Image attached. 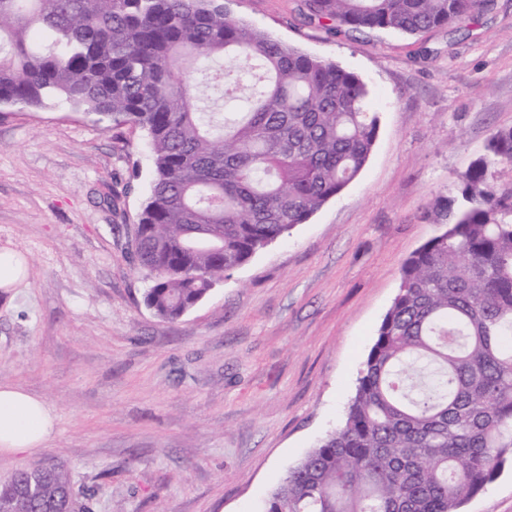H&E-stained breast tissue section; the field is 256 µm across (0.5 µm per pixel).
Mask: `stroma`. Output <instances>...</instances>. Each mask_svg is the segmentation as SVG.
Listing matches in <instances>:
<instances>
[{"instance_id": "obj_1", "label": "stroma", "mask_w": 512, "mask_h": 512, "mask_svg": "<svg viewBox=\"0 0 512 512\" xmlns=\"http://www.w3.org/2000/svg\"><path fill=\"white\" fill-rule=\"evenodd\" d=\"M243 22L336 62L379 115L359 175L175 322L143 303L129 240L152 179L145 134L92 114L0 108V383L46 401L56 433L0 455V484L46 463L91 512H260L339 424L400 283L438 233L426 218L512 126V0L468 37H346L303 0H223ZM463 512H512V464ZM25 257L11 249L0 250V288H15L27 278Z\"/></svg>"}]
</instances>
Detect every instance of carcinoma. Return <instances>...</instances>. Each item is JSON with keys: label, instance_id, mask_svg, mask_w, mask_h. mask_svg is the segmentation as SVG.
<instances>
[{"label": "carcinoma", "instance_id": "obj_1", "mask_svg": "<svg viewBox=\"0 0 512 512\" xmlns=\"http://www.w3.org/2000/svg\"><path fill=\"white\" fill-rule=\"evenodd\" d=\"M490 0H305L350 36L476 21ZM242 103L229 119L202 85ZM355 73L222 0H0V106H65L145 131L152 182L131 241L144 303L174 322L361 172L379 119ZM512 127L495 130L443 230L404 262L343 421L262 512H461L512 462ZM5 512H87L68 473L19 470Z\"/></svg>", "mask_w": 512, "mask_h": 512}]
</instances>
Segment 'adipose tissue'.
<instances>
[{"label":"adipose tissue","mask_w":512,"mask_h":512,"mask_svg":"<svg viewBox=\"0 0 512 512\" xmlns=\"http://www.w3.org/2000/svg\"><path fill=\"white\" fill-rule=\"evenodd\" d=\"M56 431V420L40 398L12 384H0V454L31 453Z\"/></svg>","instance_id":"1"}]
</instances>
